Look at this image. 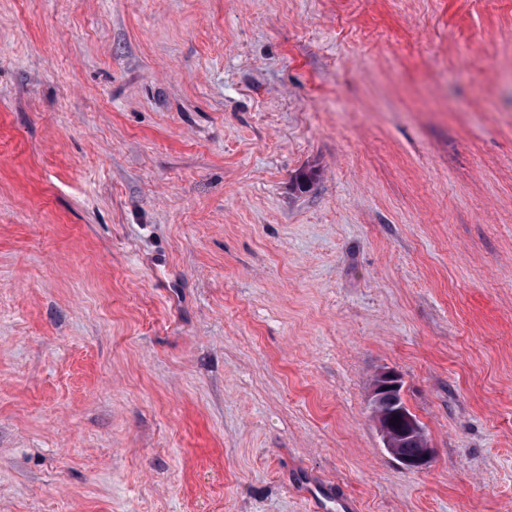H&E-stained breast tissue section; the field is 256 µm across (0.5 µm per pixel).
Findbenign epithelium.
Here are the masks:
<instances>
[{
    "label": "benign epithelium",
    "instance_id": "7a95c632",
    "mask_svg": "<svg viewBox=\"0 0 512 512\" xmlns=\"http://www.w3.org/2000/svg\"><path fill=\"white\" fill-rule=\"evenodd\" d=\"M371 417L382 438L383 447L408 471H423L435 457L419 419L411 412L402 396L399 376L385 371L376 376L370 391ZM412 446L413 454L401 449Z\"/></svg>",
    "mask_w": 512,
    "mask_h": 512
}]
</instances>
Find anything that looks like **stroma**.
Wrapping results in <instances>:
<instances>
[{
    "instance_id": "35a3bbf8",
    "label": "stroma",
    "mask_w": 512,
    "mask_h": 512,
    "mask_svg": "<svg viewBox=\"0 0 512 512\" xmlns=\"http://www.w3.org/2000/svg\"><path fill=\"white\" fill-rule=\"evenodd\" d=\"M314 480L512 512V4L0 0V512ZM371 417L386 451L408 471H423L435 457L419 419L411 412L402 396L399 376L385 371L376 376L370 391ZM393 408L388 411L386 408ZM397 416V420H393ZM411 445L412 448H407ZM400 448L405 453L400 451ZM415 448L416 452L412 453Z\"/></svg>"
}]
</instances>
